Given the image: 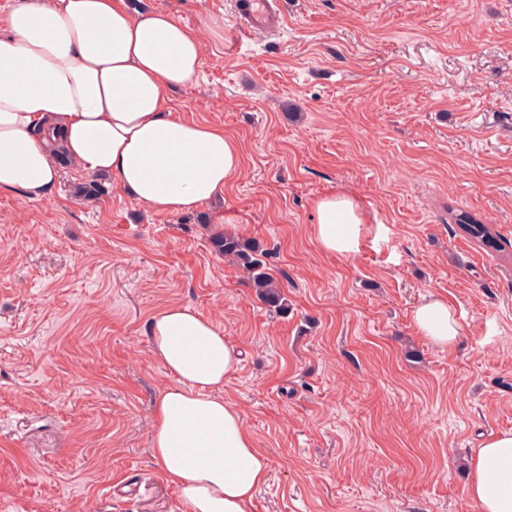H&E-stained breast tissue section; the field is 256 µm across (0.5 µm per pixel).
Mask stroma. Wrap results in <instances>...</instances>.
I'll list each match as a JSON object with an SVG mask.
<instances>
[{
	"label": "stroma",
	"mask_w": 512,
	"mask_h": 512,
	"mask_svg": "<svg viewBox=\"0 0 512 512\" xmlns=\"http://www.w3.org/2000/svg\"><path fill=\"white\" fill-rule=\"evenodd\" d=\"M201 36L174 116L242 151L223 198L153 210L62 166L44 200L0 193V512H185L150 452L172 377L151 316L189 305L243 352L224 397L269 460L250 512H477L466 457L512 431V0H287L273 38L231 0H126ZM344 192L372 234L319 249ZM255 241L288 300L260 302L216 233ZM462 326L417 335L428 296ZM448 221L456 224L460 230L480 247L509 255L500 237L488 224H483L473 214L465 210L448 206ZM413 325L418 335L441 348L452 346L460 335V324L452 308L436 296H430L415 308Z\"/></svg>",
	"instance_id": "stroma-1"
}]
</instances>
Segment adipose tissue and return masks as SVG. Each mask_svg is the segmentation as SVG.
Returning <instances> with one entry per match:
<instances>
[{"mask_svg":"<svg viewBox=\"0 0 512 512\" xmlns=\"http://www.w3.org/2000/svg\"><path fill=\"white\" fill-rule=\"evenodd\" d=\"M201 68L198 33L173 14L132 15L125 0H17L0 18V193L49 197L61 164L112 177L143 205L190 211L223 196L241 166L223 128L174 117L165 90ZM319 247L359 251L371 228L345 193L315 202ZM418 335L452 346L460 324L436 296L413 312ZM154 358L174 379L158 396L152 457L186 512H249L269 462L224 382L242 361L223 329L189 306L149 321ZM466 492L478 512H512V432L473 449Z\"/></svg>","mask_w":512,"mask_h":512,"instance_id":"1","label":"adipose tissue"}]
</instances>
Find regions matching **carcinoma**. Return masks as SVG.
Instances as JSON below:
<instances>
[{
  "mask_svg": "<svg viewBox=\"0 0 512 512\" xmlns=\"http://www.w3.org/2000/svg\"><path fill=\"white\" fill-rule=\"evenodd\" d=\"M448 223L457 225L460 230L480 247L495 252H506L500 237L489 225L482 223L473 214L448 207ZM218 252L228 261L237 264L249 274V279L256 288L261 302L274 311H288V303L282 293L277 279L269 272L263 261L258 257V248L251 242L232 234L221 233L214 238Z\"/></svg>",
  "mask_w": 512,
  "mask_h": 512,
  "instance_id": "cac0c4a2",
  "label": "carcinoma"
}]
</instances>
